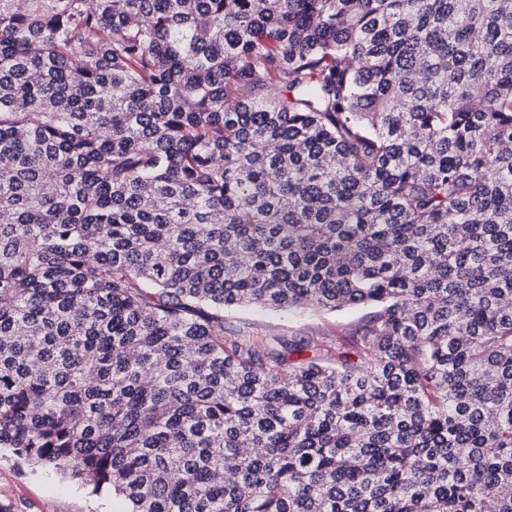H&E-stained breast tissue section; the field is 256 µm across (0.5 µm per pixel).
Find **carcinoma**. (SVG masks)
I'll list each match as a JSON object with an SVG mask.
<instances>
[{"label": "carcinoma", "instance_id": "cac0c4a2", "mask_svg": "<svg viewBox=\"0 0 512 512\" xmlns=\"http://www.w3.org/2000/svg\"><path fill=\"white\" fill-rule=\"evenodd\" d=\"M0 448L128 512H512V0H0ZM371 307H345L340 310L271 311L239 306L224 309V335L249 330L254 336H284L314 341H332L334 346L351 336L374 311Z\"/></svg>", "mask_w": 512, "mask_h": 512}]
</instances>
